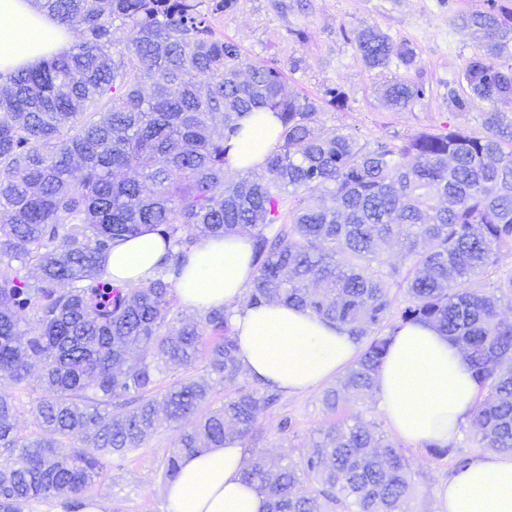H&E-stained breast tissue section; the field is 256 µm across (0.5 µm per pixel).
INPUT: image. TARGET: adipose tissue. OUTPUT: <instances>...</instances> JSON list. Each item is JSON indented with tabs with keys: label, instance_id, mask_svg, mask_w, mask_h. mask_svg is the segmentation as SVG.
Here are the masks:
<instances>
[{
	"label": "adipose tissue",
	"instance_id": "obj_1",
	"mask_svg": "<svg viewBox=\"0 0 512 512\" xmlns=\"http://www.w3.org/2000/svg\"><path fill=\"white\" fill-rule=\"evenodd\" d=\"M70 46L69 30L39 11L34 0H0L1 77L44 64ZM244 124L226 151L239 170L262 165L281 130L271 112L252 113ZM167 254L161 235L143 232L113 245L106 276L117 285L147 282ZM253 274L247 237L203 238L187 253L175 293L181 304L197 310L230 308L243 365L271 389H314L354 358L357 346L348 333L309 310L282 303L242 307ZM479 394L458 346L432 325L410 323L395 331L375 398L399 438L421 446L454 445ZM244 456L234 440L185 457L165 490L168 512H266L265 497L241 480ZM435 512H512V454H490L458 471L437 489Z\"/></svg>",
	"mask_w": 512,
	"mask_h": 512
}]
</instances>
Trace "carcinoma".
Masks as SVG:
<instances>
[{"instance_id":"cac0c4a2","label":"carcinoma","mask_w":512,"mask_h":512,"mask_svg":"<svg viewBox=\"0 0 512 512\" xmlns=\"http://www.w3.org/2000/svg\"><path fill=\"white\" fill-rule=\"evenodd\" d=\"M36 5L78 40L0 83V384L33 378L43 391L27 437L0 392V512L55 498L78 512L105 457L142 447L162 421L176 431L170 480L187 456L261 439L268 398L239 389L210 403V380L233 385L245 372L232 312L174 311L175 278L204 237L251 238L244 306L308 309L354 338L356 359L323 393L328 412L349 394L372 399L395 330L424 322L459 345L481 385L479 446L512 452V276L474 287L512 256V120L487 112L482 136L422 133L370 149L318 134L316 101L286 94L277 69L217 40L199 0ZM459 20L483 39L459 86L473 100H511L512 11ZM356 45L371 70L416 63L374 27ZM378 92L400 111L422 89L395 79ZM259 109L277 115V144L260 171L232 169L225 142ZM145 231L171 245L157 276L106 280L112 245ZM389 250L408 265L397 318ZM200 360L207 376L162 389ZM410 473L399 446L357 414L331 421L298 462L251 452L242 477L267 512H409Z\"/></svg>"}]
</instances>
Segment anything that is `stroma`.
I'll list each match as a JSON object with an SVG mask.
<instances>
[{"mask_svg": "<svg viewBox=\"0 0 512 512\" xmlns=\"http://www.w3.org/2000/svg\"><path fill=\"white\" fill-rule=\"evenodd\" d=\"M492 3L512 10V0H235L218 13L202 0L200 10L216 38L237 44L246 59L278 69L287 94L320 104L323 136L350 134L373 148L400 145L423 132L483 134L488 103H457L458 75L480 45L478 34L461 27L458 17ZM368 26L413 48L415 66L394 65L385 73L366 68L355 35ZM387 76L421 86L422 96L405 110H388L376 94ZM335 91L342 106L331 103ZM322 394L319 387L279 394L259 421L260 449L300 459L312 436L333 419ZM175 438L173 430L161 428L143 447L106 459L103 479L87 487L85 497L102 500L104 512H168L165 472ZM401 447L412 463L410 512H434L438 486L454 473V454H484L467 431L450 456H434L406 441Z\"/></svg>", "mask_w": 512, "mask_h": 512, "instance_id": "35a3bbf8", "label": "stroma"}]
</instances>
